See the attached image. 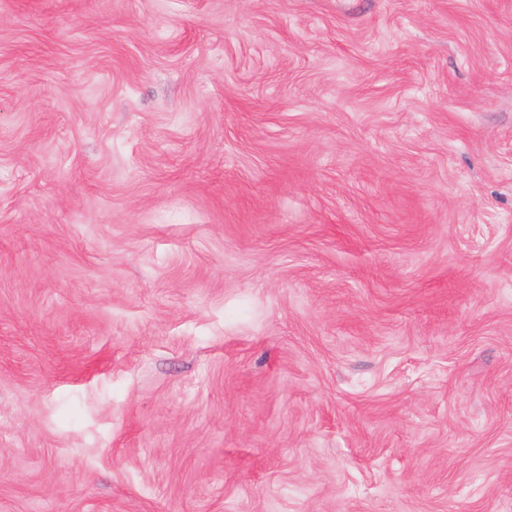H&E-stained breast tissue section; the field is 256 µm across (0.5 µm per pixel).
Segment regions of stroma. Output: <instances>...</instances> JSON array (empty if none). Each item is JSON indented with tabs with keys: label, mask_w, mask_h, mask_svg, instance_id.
Listing matches in <instances>:
<instances>
[{
	"label": "stroma",
	"mask_w": 512,
	"mask_h": 512,
	"mask_svg": "<svg viewBox=\"0 0 512 512\" xmlns=\"http://www.w3.org/2000/svg\"><path fill=\"white\" fill-rule=\"evenodd\" d=\"M0 512H512V0H0Z\"/></svg>",
	"instance_id": "stroma-1"
}]
</instances>
